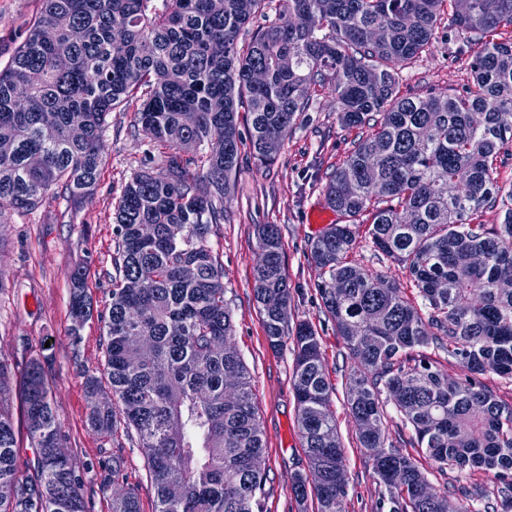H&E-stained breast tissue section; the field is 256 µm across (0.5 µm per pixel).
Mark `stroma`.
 Segmentation results:
<instances>
[{
	"mask_svg": "<svg viewBox=\"0 0 512 512\" xmlns=\"http://www.w3.org/2000/svg\"><path fill=\"white\" fill-rule=\"evenodd\" d=\"M42 0H0V67L39 15ZM464 34L440 22L428 50L404 69L401 92L456 94L468 77V59L456 48ZM135 105L121 106L107 118L99 142L103 168L96 190L72 204L53 187L36 208L0 217V358L15 369L40 360L54 395V408L71 452L74 470L85 484L89 512H112V486L101 461L120 456L123 476L134 487L142 512H152L155 492L137 446L124 434L90 432L86 425L85 373L101 374L106 335L97 313L110 301L115 274L112 213L122 190L138 170L157 167L158 150L134 129ZM336 96L327 88L313 96L310 112L286 136L270 167H256L241 154V173L224 204L223 223L213 225L208 245L224 268V297L233 311V343L252 380L268 465L266 512H317L315 499L299 505L290 489L294 472L307 468L296 416L291 348L274 351L253 299V270L259 249L255 227L277 225L293 302L292 316L312 324L322 338L327 377L335 389L337 433L347 457L346 512H375L379 481L360 448L348 415L345 382L355 363L324 312L316 285L322 272L308 258L311 240L323 230L311 223L323 208L322 190L332 169L352 152L355 131L340 127ZM84 268L86 292L96 310L74 329L70 274Z\"/></svg>",
	"mask_w": 512,
	"mask_h": 512,
	"instance_id": "stroma-1",
	"label": "stroma"
}]
</instances>
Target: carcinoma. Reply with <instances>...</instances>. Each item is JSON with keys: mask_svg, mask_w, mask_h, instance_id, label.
I'll use <instances>...</instances> for the list:
<instances>
[{"mask_svg": "<svg viewBox=\"0 0 512 512\" xmlns=\"http://www.w3.org/2000/svg\"><path fill=\"white\" fill-rule=\"evenodd\" d=\"M266 0H43L0 69V218L35 208L54 186L79 201L98 184L107 116L133 99L138 133L162 165L133 175L114 207L116 276L100 315L107 381L85 378L87 424L122 426L137 441L154 512H263L267 468L248 369L231 338L224 270L207 245L224 223L241 147L268 166L310 111L312 91L336 94L346 129L368 128L329 174L323 200L346 218L312 240L318 295L350 357L349 416L383 485L379 512H512V404L480 380L512 381V181L498 158L512 142V0H279L288 21L240 39ZM448 28L466 34L471 82L458 94L400 95L402 69ZM247 128L242 135L241 127ZM38 154V166L29 157ZM501 209L499 224L479 221ZM403 265L415 295L346 260L361 228ZM265 256L254 300L278 349L292 340L293 388L308 471L291 476L300 504L343 512L346 457L320 336L290 324L292 293L275 224L257 225ZM85 274L71 275L75 327L91 314ZM445 350L448 379L421 349ZM19 393L34 475L17 477L10 410ZM444 473L494 472L492 487L430 486L417 460L388 443L383 400ZM0 512H87L41 363L19 373L0 359ZM112 512H141L112 494Z\"/></svg>", "mask_w": 512, "mask_h": 512, "instance_id": "obj_1", "label": "carcinoma"}]
</instances>
